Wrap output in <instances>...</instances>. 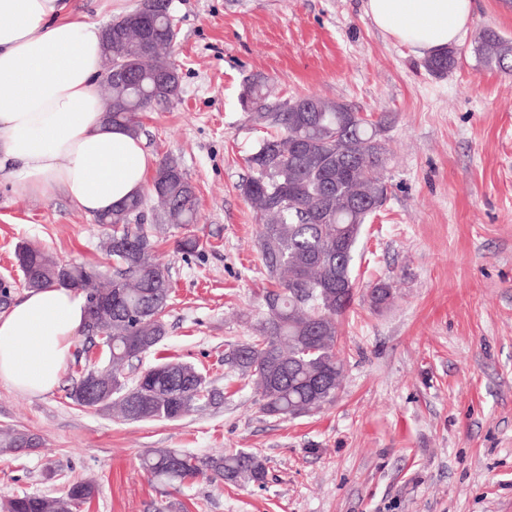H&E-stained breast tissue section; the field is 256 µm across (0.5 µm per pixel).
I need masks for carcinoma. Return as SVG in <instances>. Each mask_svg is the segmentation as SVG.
<instances>
[{
  "mask_svg": "<svg viewBox=\"0 0 512 512\" xmlns=\"http://www.w3.org/2000/svg\"><path fill=\"white\" fill-rule=\"evenodd\" d=\"M153 32L129 25L126 14L112 22V112L109 122L140 135L138 114L166 106L179 97L180 70L170 61L177 29L169 0L144 4ZM473 53L488 69L512 76V39L484 30L474 39ZM456 49L428 57L424 67L441 77L457 65ZM240 102L248 122L266 135L245 158L248 176L238 185L261 226L257 247L272 288L265 293L267 317L250 341L236 344L224 364L255 386L260 410L269 416L294 418L332 403L340 385L343 361L337 320L355 295L352 271L362 226L387 199L381 176L386 147L382 121L318 95L270 101L268 78L244 82ZM152 192L156 222L183 229L178 246L186 254L199 247L186 232L199 222L196 187L179 161L162 158L155 170ZM145 198L134 197L97 215V223L112 228L102 242L112 257V275L100 288L92 286L94 269L64 263L32 245L18 246L16 258L29 265L26 287L67 286L86 291L87 318L82 332L84 368L68 393L79 407L101 401L119 409L126 421L176 420L191 411L224 400L209 387L195 366L165 360L133 380L125 370L156 348L166 335L164 313L172 298L168 270L150 260L154 248L152 225L143 217ZM391 288L375 285L370 301L387 304ZM107 303L110 321L101 323L92 307ZM111 331L109 336L99 332ZM29 448L41 438L26 430L0 429V454ZM147 477L180 489L204 479L212 484L265 483L267 468L258 454L245 450L198 457L174 448H151L141 462ZM97 492L92 479L68 482L63 494L16 496L0 502V512H78L90 507Z\"/></svg>",
  "mask_w": 512,
  "mask_h": 512,
  "instance_id": "obj_1",
  "label": "carcinoma"
}]
</instances>
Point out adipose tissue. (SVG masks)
<instances>
[{"mask_svg": "<svg viewBox=\"0 0 512 512\" xmlns=\"http://www.w3.org/2000/svg\"><path fill=\"white\" fill-rule=\"evenodd\" d=\"M63 0H0V172L17 192L63 190L99 214L142 194L156 158L141 137L107 124L97 91L99 26L64 20ZM374 25L421 56L456 44L471 0H366ZM86 318L83 294L52 286L0 315V381L52 390Z\"/></svg>", "mask_w": 512, "mask_h": 512, "instance_id": "1", "label": "adipose tissue"}]
</instances>
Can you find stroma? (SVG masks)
I'll list each match as a JSON object with an SVG mask.
<instances>
[{"instance_id":"obj_1","label":"stroma","mask_w":512,"mask_h":512,"mask_svg":"<svg viewBox=\"0 0 512 512\" xmlns=\"http://www.w3.org/2000/svg\"><path fill=\"white\" fill-rule=\"evenodd\" d=\"M138 0H66L73 19L106 26ZM181 93L140 116L155 156L176 157L197 188V253L160 233L173 287L158 358L195 365L223 404L178 420L124 422L71 404L64 366L53 390L0 381V427L38 434L40 448L0 456V501L60 495L62 470L93 478L89 512H512V78L472 52L489 27L512 39V0H473L447 75L383 34L365 0H172ZM268 78L275 101L316 94L385 118L388 197L364 225L354 302L338 324L344 360L336 400L296 418L262 413L251 384L224 363L254 335L270 286L258 226L238 184L263 131L247 122L243 82ZM106 228L62 192H14L0 174V272L26 242L108 273ZM391 285L374 307L366 288ZM151 448L196 456L249 450L264 484L176 491L150 481Z\"/></svg>"}]
</instances>
